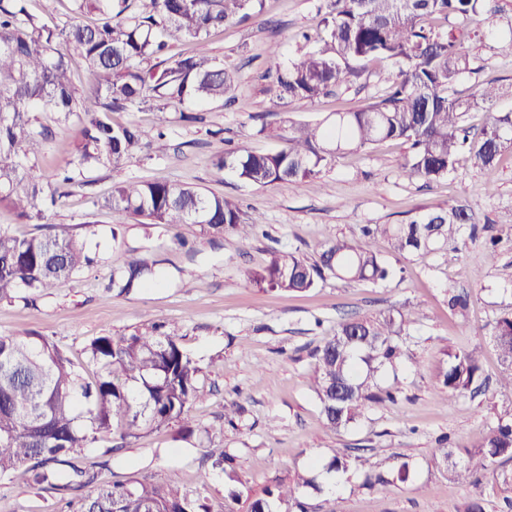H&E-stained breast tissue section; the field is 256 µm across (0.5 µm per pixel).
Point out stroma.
Instances as JSON below:
<instances>
[{
	"label": "stroma",
	"mask_w": 512,
	"mask_h": 512,
	"mask_svg": "<svg viewBox=\"0 0 512 512\" xmlns=\"http://www.w3.org/2000/svg\"><path fill=\"white\" fill-rule=\"evenodd\" d=\"M319 5L320 0H263L256 18L189 43L190 51L238 72L231 105L187 103L178 111L113 113V123L144 131L150 147L119 170L78 177L39 223H23L0 204V225L15 234L64 225L98 252L92 267L36 302L0 301V336L40 333L90 378L96 370L87 363L86 348L93 339L127 336L161 320L197 361L204 398L190 411L193 435L180 438L178 425L172 424L82 449L76 464L97 473L99 481L171 480L200 491L212 512H222L227 480L205 458L210 445L234 455L242 492L290 479L311 458L341 449L360 465L336 492L337 512H464L473 487L449 480L433 453L446 436L456 458H464L466 449L482 442L491 409L512 406V392L496 385L502 366L492 344L497 318L512 312V247L499 249L495 262L487 260L491 236H512L511 228L495 222L512 210V149L501 156L492 194L484 193L487 177L468 155L460 157L447 179L403 178L400 167L408 146L400 141L346 154L316 178L271 187L243 182L212 164L232 147L278 149L279 140L259 134L261 125L318 122L360 110L382 94L387 63L364 62L359 77L340 93L271 111L276 87L267 71L272 62L283 64L313 49L301 34L315 32ZM274 44L280 54L273 60L268 49ZM465 48L479 68L478 80L512 84V48L491 40H471ZM38 119L51 135L31 174L51 194L55 185L47 176L66 164L81 125L75 119L56 122L45 112ZM159 128L166 137L157 142L153 135ZM117 180H164L231 197L258 223L246 241L233 233L212 239L196 224H140L103 208ZM459 200L492 217V224L457 249L427 258L395 256L386 240H376L374 248L390 269L384 281L349 284L329 274L300 294L262 290L247 281L273 251H293L314 262L327 242L352 235L358 225L396 224ZM132 256L153 264L157 275L153 284L121 294L112 286V273ZM450 287L469 294L466 311L449 309ZM402 306L418 309L420 319L399 339L406 353L399 374L383 378L384 384L395 385V401L374 406L349 429L332 431L308 386L311 351L344 317ZM459 348L479 351L486 384L448 401L436 375L445 353ZM233 401L243 413L231 425L224 406ZM393 455L409 463L412 481L365 486L366 473L385 469ZM481 490L485 512H512V462L483 478ZM71 496L68 490H40L23 477L0 479V512H59Z\"/></svg>",
	"instance_id": "stroma-1"
}]
</instances>
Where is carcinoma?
Listing matches in <instances>:
<instances>
[{
  "label": "carcinoma",
  "instance_id": "carcinoma-1",
  "mask_svg": "<svg viewBox=\"0 0 512 512\" xmlns=\"http://www.w3.org/2000/svg\"><path fill=\"white\" fill-rule=\"evenodd\" d=\"M70 20L53 28L29 10L28 0H0V203L18 217L40 220L56 204L44 194L23 162L38 158L49 129L36 113L51 112L56 121L75 116L81 139L65 167L50 178L69 184L85 172L120 169L134 153L149 146L133 125H112L109 115L142 108L163 112L187 102L222 100L234 91L238 75L203 54L175 53L182 42L198 40L212 30L242 23L261 11L263 0H70ZM492 0H328L318 27L316 49L285 65L273 77L279 98L313 104L320 97L359 77L356 64L389 62L383 94L355 112H338L324 123L293 124L275 134L282 141L274 152L229 151L214 160L242 181L267 187L318 176L336 158L387 140H401L410 154L401 166L410 179L427 182L448 177L458 157L470 154L487 173L485 190L495 189L501 153L512 147V112H492L507 89L482 82L469 93L458 86L477 72L462 49L468 23L495 11ZM434 17L453 19L446 31L427 24ZM78 53L98 79L89 95L78 93L71 78V52ZM156 59L140 68L136 61ZM489 118L476 131L466 124L471 112ZM102 207L150 224H198L216 238L232 232L245 239L256 221L242 216L236 203L222 195L168 182L120 181ZM470 206L459 202L400 224H363L350 238L325 245L320 261L274 251L268 264L249 274L266 290L302 293L316 287L329 272L350 284L377 283L389 271L371 240L387 238L403 257L425 258L448 250V244L475 231ZM93 262L86 242L64 232L18 237L0 226V300L62 287ZM151 268L133 257L112 274V285L125 293L142 285ZM419 320L412 309H389L374 317L339 322L312 353L309 388L318 400L327 427L334 431L356 423L375 404L392 402L377 375L403 359L397 339ZM154 322L129 336H98L88 348L97 377L88 381L55 343L36 332L0 336V479L26 476L43 489L80 487L95 475L71 462L81 448L112 434L124 435L173 422L191 434L189 410L201 396L200 369L174 337ZM494 343L503 371L498 386L512 391V314L497 320ZM437 373L447 398L465 395L482 381L476 351L446 353ZM436 459L448 478L480 490L482 478L512 460V407L499 411L483 442L453 461L449 440L441 441ZM212 467L231 482L239 481L235 457L220 447L207 451ZM70 471L62 473L60 467ZM328 472L348 473L347 456L335 451L323 465ZM385 486L410 479L408 462L389 458ZM324 494L316 477L295 472L261 493L242 497L233 490L224 512H312L303 491ZM71 512H211L200 494L183 492L174 483L149 481L101 485Z\"/></svg>",
  "mask_w": 512,
  "mask_h": 512
}]
</instances>
